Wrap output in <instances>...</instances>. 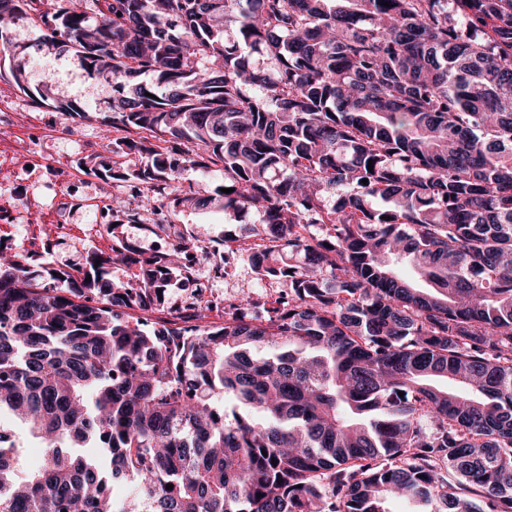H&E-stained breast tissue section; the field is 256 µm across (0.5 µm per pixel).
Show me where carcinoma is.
I'll list each match as a JSON object with an SVG mask.
<instances>
[{
    "mask_svg": "<svg viewBox=\"0 0 512 512\" xmlns=\"http://www.w3.org/2000/svg\"><path fill=\"white\" fill-rule=\"evenodd\" d=\"M40 29L112 77V152L145 158L95 174L257 210L233 240L288 292L150 326L183 247L77 276L0 247V414L45 456L19 478L0 434V512H512V0H54ZM216 161L233 192L175 186Z\"/></svg>",
    "mask_w": 512,
    "mask_h": 512,
    "instance_id": "1",
    "label": "carcinoma"
}]
</instances>
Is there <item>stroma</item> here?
I'll return each mask as SVG.
<instances>
[{"instance_id":"35a3bbf8","label":"stroma","mask_w":512,"mask_h":512,"mask_svg":"<svg viewBox=\"0 0 512 512\" xmlns=\"http://www.w3.org/2000/svg\"><path fill=\"white\" fill-rule=\"evenodd\" d=\"M47 3L33 0L10 27L11 53L25 65L28 88L20 90L11 80L0 78V155L11 158L10 163L0 164V212L16 215L15 223L0 222V239L14 251L38 258L41 264L63 266L73 272L84 266L88 253L111 254L117 238L147 255L178 243H198L204 252L191 275L174 281L163 305L143 312V319L150 324L170 319L174 310L199 301L215 303L210 318L216 322L223 321L225 307L238 304L242 297L261 303L274 301L282 291L281 284L260 278L247 251H225L224 239L233 234L237 224L259 223L257 211L233 217L219 208L186 209L173 217L168 234L151 233L146 225L128 217L139 206V197L129 183L106 181L91 173V166L102 159L121 171L139 168L144 159L137 154L113 153L112 141L121 132L100 124L112 106L111 80L89 77L74 52L39 50L37 18ZM41 86L48 88L49 101L29 96V89ZM58 100L79 101L93 116L74 124L68 114L55 108ZM33 133L40 136L37 148L43 157L35 166L30 165L26 149ZM63 179L77 197L122 198V208L112 213L118 224L115 233L95 230L88 212L58 201L55 187ZM59 223L67 226L61 236L54 231ZM221 257L228 260L227 271L217 277L212 266Z\"/></svg>"}]
</instances>
